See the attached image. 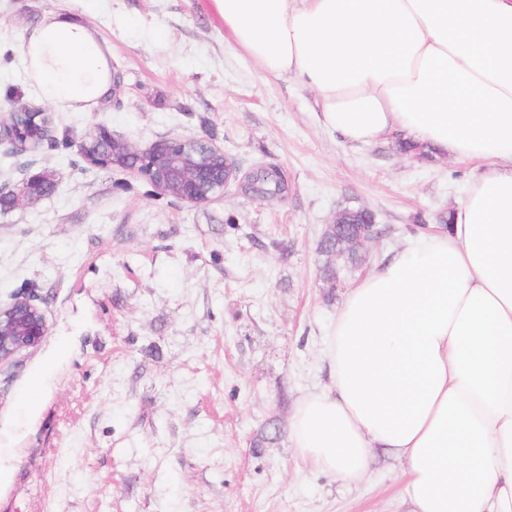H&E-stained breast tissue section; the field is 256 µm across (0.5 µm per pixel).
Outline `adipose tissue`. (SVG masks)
<instances>
[{
	"instance_id": "1",
	"label": "adipose tissue",
	"mask_w": 512,
	"mask_h": 512,
	"mask_svg": "<svg viewBox=\"0 0 512 512\" xmlns=\"http://www.w3.org/2000/svg\"><path fill=\"white\" fill-rule=\"evenodd\" d=\"M224 43L314 93L350 143L400 131L475 162L449 230L347 292L328 383L289 421L302 463L357 482L403 464L407 512H512V0H213ZM43 98L88 112L112 46L49 12L24 39Z\"/></svg>"
}]
</instances>
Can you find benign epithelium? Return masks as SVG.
I'll return each instance as SVG.
<instances>
[{"label": "benign epithelium", "mask_w": 512, "mask_h": 512, "mask_svg": "<svg viewBox=\"0 0 512 512\" xmlns=\"http://www.w3.org/2000/svg\"><path fill=\"white\" fill-rule=\"evenodd\" d=\"M197 140L160 138L144 149L129 148L135 155L150 163L158 191L190 204L211 201L232 182H242L233 160L224 151L206 144V152L195 151ZM41 173H29L21 183L0 187V194L8 193L21 205L30 199L31 186L38 183ZM349 244L360 251L380 238L374 224H350L345 230ZM45 317L29 295L17 296L13 302L0 308V367L13 361L19 353L37 347L46 335Z\"/></svg>", "instance_id": "obj_1"}]
</instances>
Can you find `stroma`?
<instances>
[{
	"label": "stroma",
	"mask_w": 512,
	"mask_h": 512,
	"mask_svg": "<svg viewBox=\"0 0 512 512\" xmlns=\"http://www.w3.org/2000/svg\"><path fill=\"white\" fill-rule=\"evenodd\" d=\"M51 10L110 41L124 75L119 103L54 109L55 135L201 138L241 171L276 167L287 193L258 201L234 182L192 205L124 169L74 166L71 150L0 146L1 185L26 160L56 181L0 217V305L34 295L47 324L0 370V512H405L398 462L375 454L346 483L301 463L288 422L327 382L348 289L459 205L473 163L345 142L310 89L225 46L211 0H0L1 118L13 94L47 106L22 42ZM358 207L383 233L327 292L318 242ZM269 422L278 438L255 446Z\"/></svg>",
	"instance_id": "35a3bbf8"
}]
</instances>
